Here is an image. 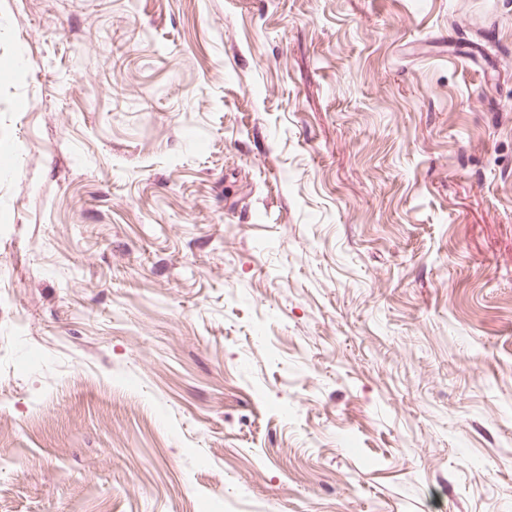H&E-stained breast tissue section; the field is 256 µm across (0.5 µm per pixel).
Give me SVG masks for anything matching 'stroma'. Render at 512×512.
<instances>
[{
    "label": "stroma",
    "mask_w": 512,
    "mask_h": 512,
    "mask_svg": "<svg viewBox=\"0 0 512 512\" xmlns=\"http://www.w3.org/2000/svg\"><path fill=\"white\" fill-rule=\"evenodd\" d=\"M4 68L0 512H512V0H0Z\"/></svg>",
    "instance_id": "obj_1"
}]
</instances>
